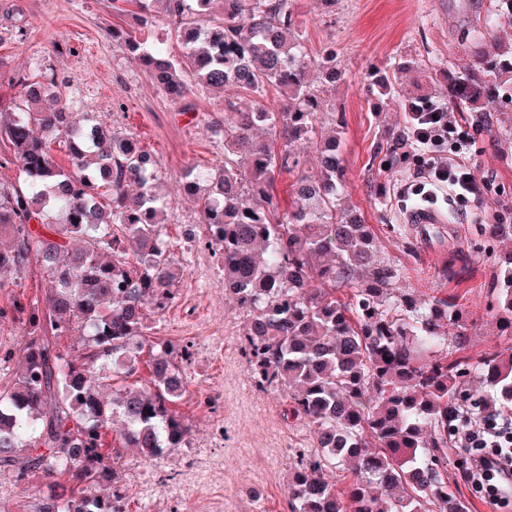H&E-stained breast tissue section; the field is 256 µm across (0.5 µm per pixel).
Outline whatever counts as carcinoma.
<instances>
[{
	"label": "carcinoma",
	"mask_w": 512,
	"mask_h": 512,
	"mask_svg": "<svg viewBox=\"0 0 512 512\" xmlns=\"http://www.w3.org/2000/svg\"><path fill=\"white\" fill-rule=\"evenodd\" d=\"M162 0L182 45L128 33L126 50L174 100L200 86L232 84L254 99L224 100V160L190 169L182 185L202 213L203 243L220 260L224 288L246 313L242 344L261 391L288 396L316 444L295 450L289 512H466L448 492V440L474 413L512 401V354L465 350L467 334L446 298L418 303L396 294L400 270L383 257L370 225L342 206L341 131L319 132L320 94L309 81L336 82V50L312 53L300 31L298 0ZM486 29L512 22V0H487ZM471 62L443 70L444 120L453 126L484 104L512 105V41L469 42ZM23 105L0 118V141L24 185L0 181V271L35 263L47 278L40 301L15 298L25 331L22 365L0 390V464L20 480L39 474L58 490L51 512H126L115 485L121 448L144 459L183 447L191 427L175 405L187 382L188 348L150 338L148 316L175 298L185 267L163 241L167 203L154 190L156 161L130 133L94 125L68 103L42 106L54 74H16ZM382 96L408 112L406 139L425 127L434 102L409 100L402 84ZM66 144L72 168L49 153ZM318 146L320 164L301 174L280 212L275 172H291ZM493 288L512 331V257ZM82 348L56 338L75 324ZM352 478L339 483L337 470Z\"/></svg>",
	"instance_id": "obj_1"
}]
</instances>
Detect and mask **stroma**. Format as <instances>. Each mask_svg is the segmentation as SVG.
Here are the masks:
<instances>
[{
	"instance_id": "1",
	"label": "stroma",
	"mask_w": 512,
	"mask_h": 512,
	"mask_svg": "<svg viewBox=\"0 0 512 512\" xmlns=\"http://www.w3.org/2000/svg\"><path fill=\"white\" fill-rule=\"evenodd\" d=\"M465 0H301L299 21L307 46L330 43L340 75L322 109L343 126L341 154L347 202L372 224L384 257L401 270L400 290L419 301L450 297L463 314L465 354L479 359L496 349L512 352V335L502 334L493 305L492 282L512 239L484 246L481 225L506 218L512 224V138L499 135L505 117L498 105L485 114L488 128L473 139L470 158L476 176L497 186L477 203L461 205L447 186L432 189L433 205L459 216L455 246L427 244L400 232L408 211L422 205L420 171L402 165L380 172L376 148L406 152L400 134L403 108L389 105L372 84L393 79L398 62L414 59L421 68L404 75L409 93L432 95L439 86L425 70L433 62L461 68L469 61L465 34L475 19ZM137 0H0V110L21 102L12 77L18 72L52 70L64 100L97 122L133 133L158 161L159 191L168 204L164 228L168 246L185 267L168 310L148 320L151 337L189 346L183 368L190 381L179 411L192 424L187 447L151 460L124 451L118 485L128 512H289L288 478L294 449L308 448L314 433L289 418L283 395L258 390L241 348L245 316L224 293V277L209 253L195 249L203 236L200 213L185 203L181 186L189 168L211 167L224 154V139L207 125L225 99L249 108L236 88L196 89L182 111L154 82L123 42L119 28L140 37L164 39L162 24L142 27ZM46 287L38 267L24 275L0 272V388L12 381L20 359L22 327L10 312L16 296L41 299ZM48 490L41 478L18 481L0 468V512H38Z\"/></svg>"
}]
</instances>
